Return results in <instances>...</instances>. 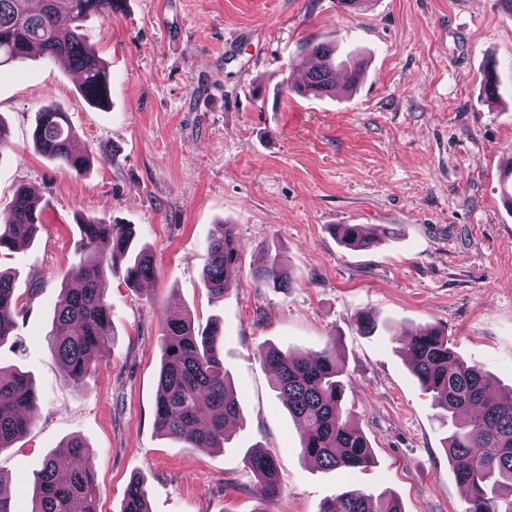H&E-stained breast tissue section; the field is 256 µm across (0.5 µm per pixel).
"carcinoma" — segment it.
Listing matches in <instances>:
<instances>
[{
  "label": "carcinoma",
  "instance_id": "1",
  "mask_svg": "<svg viewBox=\"0 0 512 512\" xmlns=\"http://www.w3.org/2000/svg\"><path fill=\"white\" fill-rule=\"evenodd\" d=\"M118 0H0V66L34 55L63 57L80 73L79 92L98 104L108 94L106 64L84 43L79 27L91 16H110ZM305 49L317 60L307 77L319 96L336 91L335 49L308 41ZM74 134L59 108L46 106L36 114L32 131L39 152L60 169L80 176L92 155L72 149ZM42 223L35 193L22 189L10 202V216L0 224V255L32 239ZM81 259L73 269L80 287L69 288L57 309L49 333L60 368L80 384L94 371V362L112 342V314L102 288L108 273L122 272L131 285L154 276L149 252L139 248L126 224L93 218L77 221ZM336 235L347 247H369L376 238L360 224H338ZM239 249L235 227L221 222L211 227L203 279L209 295L222 297L236 275ZM265 288L291 287L287 269L273 257L254 273ZM19 314L12 276L0 269V345ZM220 331L196 329L191 317L175 313L162 318V364L158 377L155 426L158 432L193 448L224 446V425L237 417L239 406L224 360L218 351ZM412 371L433 395L440 425L448 428V453L455 476L468 492L466 512H512V390L487 396L490 381L475 365L456 357L445 336L422 326L405 337ZM263 362L275 377V388L289 412L304 424L303 453L325 469H364L373 461L367 438L354 428L342 408L343 363L336 349L311 356L284 353L269 347ZM37 396L22 373L0 371V449L8 448L31 429ZM244 462L257 478V493L272 498L280 486L276 458L253 448ZM98 485L90 470L61 466L47 457L35 478L32 512H97ZM121 512H149L146 490L139 481L126 489ZM322 512H402L393 496L375 497L350 490L336 496Z\"/></svg>",
  "mask_w": 512,
  "mask_h": 512
}]
</instances>
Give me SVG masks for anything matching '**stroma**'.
Returning a JSON list of instances; mask_svg holds the SVG:
<instances>
[{
    "instance_id": "obj_1",
    "label": "stroma",
    "mask_w": 512,
    "mask_h": 512,
    "mask_svg": "<svg viewBox=\"0 0 512 512\" xmlns=\"http://www.w3.org/2000/svg\"><path fill=\"white\" fill-rule=\"evenodd\" d=\"M106 61L107 107L79 77L37 57L0 67V216L14 191L40 197L34 240L0 258L15 272L20 313L0 369L32 379L38 415L0 451L14 512H31L33 479L73 438L99 487L98 512H121L132 477L150 512H321L346 490L392 493L403 512H465L432 396L403 337L422 325L512 386V211L502 202L512 161V12L498 0H122L84 22ZM363 61L353 91L304 96L285 86L307 71V41ZM498 74L488 97L483 74ZM66 112L78 148L71 176L32 144L45 105ZM106 152L110 161L99 160ZM132 225L155 275L129 286L107 276L115 338L81 384L60 371L48 333L79 261L78 218ZM234 225L241 267L227 294L202 282L212 224ZM338 224H388L379 244L344 246ZM279 256L285 291L254 271ZM217 325L240 415L221 448H188L155 427L164 310ZM377 327L363 334L357 317ZM337 344L343 407L368 439L365 469L326 471L301 449V428L260 353ZM274 454L281 488L259 499L247 449Z\"/></svg>"
}]
</instances>
